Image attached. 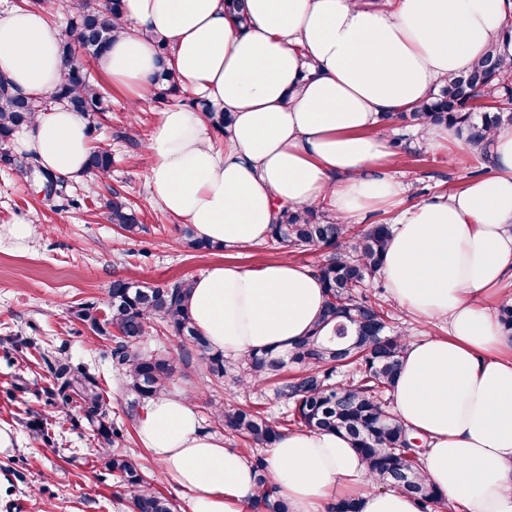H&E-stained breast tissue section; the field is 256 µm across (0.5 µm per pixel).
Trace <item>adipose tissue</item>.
Returning a JSON list of instances; mask_svg holds the SVG:
<instances>
[{
    "label": "adipose tissue",
    "mask_w": 512,
    "mask_h": 512,
    "mask_svg": "<svg viewBox=\"0 0 512 512\" xmlns=\"http://www.w3.org/2000/svg\"><path fill=\"white\" fill-rule=\"evenodd\" d=\"M239 31L224 0H123L122 25L97 65L141 104L158 69V41L183 91L230 113L216 146L202 113L164 110L145 146L151 199L228 247L266 238L282 207L327 203L339 222L392 218L380 274L414 318L441 319L443 337L409 342L393 413L429 446L422 473L466 512H512V361L485 306L512 280V127L489 137L492 166L452 195L408 205L371 129L468 72L512 22V0H245ZM62 32L40 10L0 12V75L45 101L12 137L14 153L52 176L87 177L86 121L54 97L65 75ZM324 305L320 280L282 260L257 269L217 264L195 277L196 329L228 357L290 349ZM191 503V512H249L258 494L248 459L204 429L189 400L162 394L138 426ZM269 482L291 512H327L355 496L360 512H419L398 491L368 489L348 437L311 430L280 437Z\"/></svg>",
    "instance_id": "adipose-tissue-1"
}]
</instances>
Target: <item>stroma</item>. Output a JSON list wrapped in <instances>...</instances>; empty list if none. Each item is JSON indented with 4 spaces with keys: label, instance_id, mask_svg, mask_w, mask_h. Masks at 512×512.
Returning <instances> with one entry per match:
<instances>
[{
    "label": "stroma",
    "instance_id": "stroma-1",
    "mask_svg": "<svg viewBox=\"0 0 512 512\" xmlns=\"http://www.w3.org/2000/svg\"><path fill=\"white\" fill-rule=\"evenodd\" d=\"M191 96L167 98L150 89L137 112L128 109V93L113 85L110 110L94 135L110 145L111 173L96 189L73 181L67 197L46 196L39 179L0 166V225L35 224L41 232L23 245L0 244V428L9 429L12 450L0 453V512H128L126 493L104 468L91 431L75 415L49 403L52 377L46 357L65 355L100 380L109 413L124 427L119 446L132 453L147 474L157 476L160 491L191 512L186 495L164 477L161 463L137 437V423L126 414L130 400L112 368V339L77 319L79 307H103L112 280L128 278L157 286L196 277L216 264L255 268L280 261L278 251L258 242L221 250L195 251L176 230V217L152 204L145 176L151 158L144 146L121 141L138 128L147 137L160 112L188 107ZM390 152L387 172L415 203L460 190L470 179L487 174L479 155L449 161L447 150H428L412 126L380 123ZM134 205L142 230L133 239L120 237L102 207L110 190ZM172 394L190 399L206 428H213L209 400L261 404L271 413L280 405L267 387L245 389L225 382L204 384L198 361L180 366Z\"/></svg>",
    "mask_w": 512,
    "mask_h": 512
}]
</instances>
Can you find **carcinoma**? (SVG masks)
Segmentation results:
<instances>
[{"label":"carcinoma","instance_id":"obj_1","mask_svg":"<svg viewBox=\"0 0 512 512\" xmlns=\"http://www.w3.org/2000/svg\"><path fill=\"white\" fill-rule=\"evenodd\" d=\"M64 10L71 17L75 40L87 55L99 58L120 25L121 0H105L99 9L91 7L88 0H66ZM157 43L161 69L153 77L154 84L165 95L176 94L179 82L167 64L169 48L161 39ZM62 53L65 78L57 90V100L80 113L93 132L109 92L91 76L70 46L63 45ZM511 55L512 37L508 35L505 42L492 45L471 71L448 76L435 97L384 119L414 127L445 125L478 153H485L490 131L512 125V109L482 107L474 100L497 91L499 100L512 102V66L504 64ZM41 110V102L16 94L0 78V163L20 172H41L51 192L63 196L64 180L10 148L14 132ZM202 111L215 132L224 135L231 122L228 113L206 101ZM88 169L95 178L108 175L111 149L93 146ZM104 207L108 220L126 236L140 230L136 211L117 191L111 192ZM180 232L193 250L217 249L197 239L187 225ZM390 234L391 225L383 222L357 231L313 207L280 210L268 237L271 247L288 255L308 247L326 250L324 262L315 270L325 290L323 309L311 332L283 354L263 350L231 359L213 349L191 321L188 300L192 280L187 278L154 287L116 279L108 289L105 313L99 314L90 304L80 308L78 318L96 333L112 337V367L125 379L132 396L126 411L131 419L160 392L168 391L178 370L177 358L143 347L151 323L187 339L198 353L207 378L219 381L227 377L256 387L279 379L275 397L287 405V411L277 418L261 407L242 403L226 402L211 411L221 432L247 447L256 483L262 489L252 503L257 512H290L288 502L267 485L265 461L257 454L259 448L272 447L290 426L347 436L365 460L371 483L414 497L420 512H435L446 505V500L422 475L424 449L412 443L417 435L396 418L385 399L407 346L406 331L394 324L386 301L371 292ZM47 364L53 379L51 404L80 411L101 448L118 444L123 429L106 412L97 378L66 358L56 357ZM105 465L125 486L129 512H176L174 503L157 491L153 479L145 476L129 455L114 452L105 457Z\"/></svg>","mask_w":512,"mask_h":512}]
</instances>
